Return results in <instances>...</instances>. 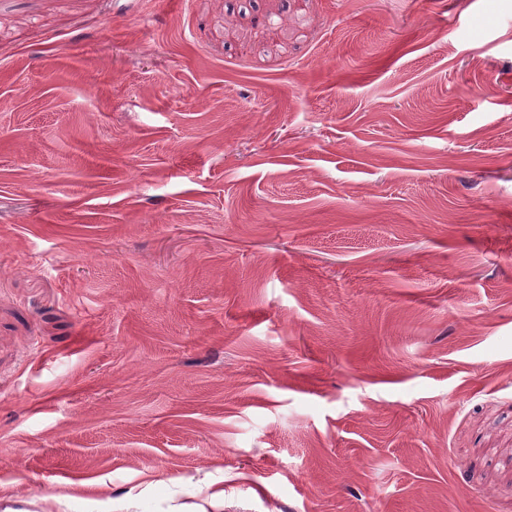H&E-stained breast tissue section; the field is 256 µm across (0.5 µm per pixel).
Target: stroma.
I'll list each match as a JSON object with an SVG mask.
<instances>
[{"instance_id": "stroma-1", "label": "stroma", "mask_w": 512, "mask_h": 512, "mask_svg": "<svg viewBox=\"0 0 512 512\" xmlns=\"http://www.w3.org/2000/svg\"><path fill=\"white\" fill-rule=\"evenodd\" d=\"M107 501L512 512V0H0V512Z\"/></svg>"}]
</instances>
